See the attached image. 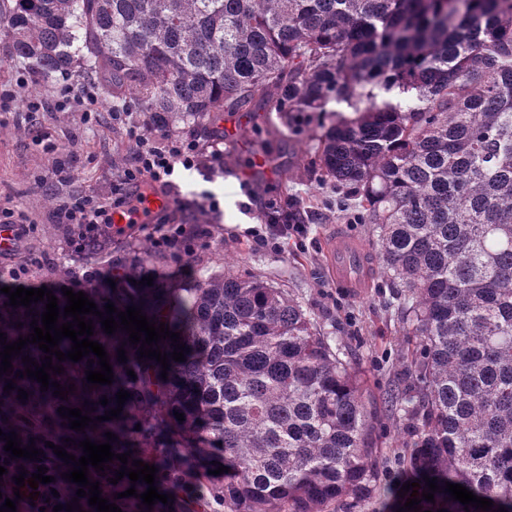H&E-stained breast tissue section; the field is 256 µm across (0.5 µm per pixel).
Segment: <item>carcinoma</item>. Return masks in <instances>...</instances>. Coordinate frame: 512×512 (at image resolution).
Listing matches in <instances>:
<instances>
[{"label":"carcinoma","instance_id":"obj_1","mask_svg":"<svg viewBox=\"0 0 512 512\" xmlns=\"http://www.w3.org/2000/svg\"><path fill=\"white\" fill-rule=\"evenodd\" d=\"M0 40L43 78L101 74L155 125L259 101L321 114L366 91L365 107L323 131L319 161L358 196L390 305L416 339L411 383L390 397L407 463L440 486L429 512H465L448 482L512 512V0H0ZM377 85L402 100H377ZM161 258L145 245L111 261L115 287L84 294L101 312L111 301L165 323L186 361L169 360L164 380L129 333L108 335L88 314L113 383L88 389L91 353L52 359L65 372L51 380L76 387L68 399L43 392L15 377L22 357L46 356L28 344L0 376V430L40 450L116 434L126 467L154 465L158 492L174 496L151 510L112 499L122 512H199L209 495L224 512H357L383 496L377 412L336 337L291 292L231 267L182 288L138 285ZM7 302L0 294V332L14 342L46 302ZM7 379L17 389L4 392ZM121 389L120 418L95 428L76 432L57 412L103 416ZM220 464L230 471L211 474Z\"/></svg>","mask_w":512,"mask_h":512}]
</instances>
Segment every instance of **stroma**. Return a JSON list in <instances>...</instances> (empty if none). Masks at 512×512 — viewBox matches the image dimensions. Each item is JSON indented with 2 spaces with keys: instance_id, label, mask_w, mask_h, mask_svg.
I'll return each mask as SVG.
<instances>
[{
  "instance_id": "stroma-1",
  "label": "stroma",
  "mask_w": 512,
  "mask_h": 512,
  "mask_svg": "<svg viewBox=\"0 0 512 512\" xmlns=\"http://www.w3.org/2000/svg\"><path fill=\"white\" fill-rule=\"evenodd\" d=\"M84 82L97 86L99 110L93 121L83 113L58 111L54 101L55 78L30 81L26 95L44 100L32 126H25L19 113L0 112V205L24 212L27 223L18 225L20 241L15 251L0 256V270L8 271L29 258L33 266L26 287L51 288L59 284L56 266L68 267L71 278L83 281L97 270L96 261L70 246L73 227L57 223L53 209L60 198L78 190H93L110 197L122 168L130 160L127 137L129 124L149 125L148 113L137 111L129 122L113 120L118 106L105 83L93 75ZM352 105L331 103L330 111L285 121L284 115L268 102L240 112H214L195 120L170 122L176 135L193 134L204 142L224 144V158L212 180L198 172H180L178 182L187 199L201 191L216 195L218 210L190 206L168 210L170 223L183 225L191 254L169 257L164 263L144 267L174 286L193 277L222 273L234 265L243 273L261 277L276 287L290 290L318 324L348 348L354 367L361 373L368 397L379 420L386 427L382 450L391 464L388 495L368 504L366 512H396L402 467L397 462L401 444L394 432L387 398L400 392L409 381L401 362L414 347L406 336L394 309L389 305L391 290L380 271H373L363 294L338 288L326 272L324 234L339 226L363 246L371 235L365 224L355 223L353 209L337 208L346 191L324 179L319 167L321 128L334 115H350ZM40 131L43 142H35L32 131ZM300 204L309 214L303 245H289L276 254L256 248L244 231L261 221L263 212L286 210L288 203ZM53 258V265L39 266L38 257Z\"/></svg>"
}]
</instances>
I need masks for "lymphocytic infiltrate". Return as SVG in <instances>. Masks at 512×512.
Listing matches in <instances>:
<instances>
[{
	"label": "lymphocytic infiltrate",
	"mask_w": 512,
	"mask_h": 512,
	"mask_svg": "<svg viewBox=\"0 0 512 512\" xmlns=\"http://www.w3.org/2000/svg\"><path fill=\"white\" fill-rule=\"evenodd\" d=\"M79 104L84 112L98 110L99 100L93 85L84 84L74 75L64 73L56 84V106L59 110H68L71 104ZM131 160L123 168L118 183L112 190L113 200L101 198L91 191H80L55 209V218L61 224L77 225V235L70 244L82 247L84 241L96 235L102 225L111 224L113 211L120 210L128 215H135L145 209L146 204L157 188L170 189L174 183L172 176L176 168L187 170L200 169L204 163H219L223 155L218 145L202 143L191 138L173 137L157 133L151 128L137 125L129 129ZM6 465L8 472L0 477V495L13 498L15 492L29 494V487L15 489L13 478L20 470L36 472L38 467H45L47 475L53 476L54 484L39 485L40 495L27 512H40L45 505H57L75 497L77 486L65 480L64 472L69 469L53 451H46L41 462H26L18 465L11 460L5 450L0 449V465Z\"/></svg>",
	"instance_id": "f902f5d3"
}]
</instances>
